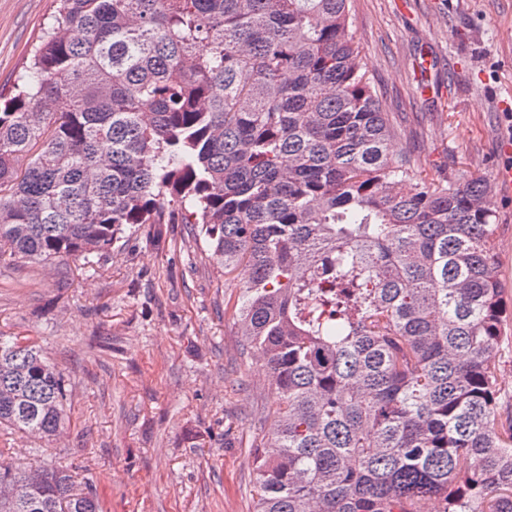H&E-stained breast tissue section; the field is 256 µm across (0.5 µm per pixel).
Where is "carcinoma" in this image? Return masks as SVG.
<instances>
[{"instance_id":"obj_1","label":"carcinoma","mask_w":512,"mask_h":512,"mask_svg":"<svg viewBox=\"0 0 512 512\" xmlns=\"http://www.w3.org/2000/svg\"><path fill=\"white\" fill-rule=\"evenodd\" d=\"M352 0H56L0 94V262L85 259L178 215L244 283L269 369L254 512H512V344L479 177L434 180L396 131ZM66 384L0 336V426L41 438ZM0 512H103L66 468Z\"/></svg>"}]
</instances>
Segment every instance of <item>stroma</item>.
<instances>
[{"mask_svg": "<svg viewBox=\"0 0 512 512\" xmlns=\"http://www.w3.org/2000/svg\"><path fill=\"white\" fill-rule=\"evenodd\" d=\"M54 9L0 0V91ZM351 21L424 175L491 184L512 167V0H353ZM488 201L512 305V195ZM241 287L190 224L137 225L85 260L0 263V334L36 341L68 389L63 429L0 434V459L72 467L105 512H253L275 394L233 318Z\"/></svg>", "mask_w": 512, "mask_h": 512, "instance_id": "1", "label": "stroma"}]
</instances>
